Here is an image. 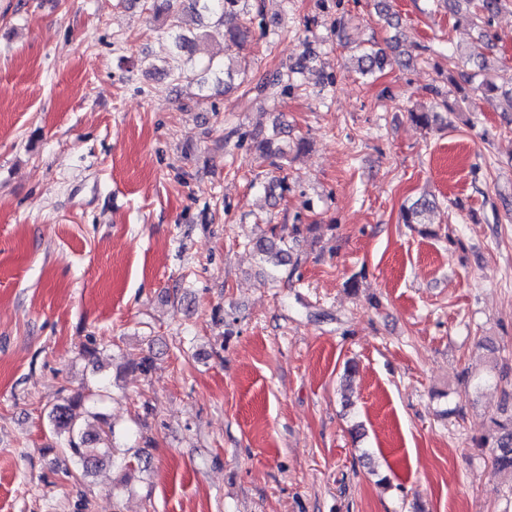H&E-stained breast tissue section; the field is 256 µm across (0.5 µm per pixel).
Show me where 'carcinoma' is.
Masks as SVG:
<instances>
[{
    "label": "carcinoma",
    "mask_w": 512,
    "mask_h": 512,
    "mask_svg": "<svg viewBox=\"0 0 512 512\" xmlns=\"http://www.w3.org/2000/svg\"><path fill=\"white\" fill-rule=\"evenodd\" d=\"M241 0H188L189 7L194 11H203L215 18V26L223 28L224 41L240 44L247 38L248 28L242 23L236 22L239 11L238 6ZM506 0H444L445 6L452 13L457 14L466 8L471 11L472 17L481 20L484 24L491 23V19L505 6ZM148 10L156 18L165 17L173 20L171 30L174 32L175 46L180 51L189 49L191 40L179 33L182 27V17L175 10L176 0H147ZM388 62V56L384 49L372 44L360 49L357 57V68L360 74L367 75L381 71ZM273 136L260 141L258 149L261 156L266 158H277L288 160V153L284 148L278 147L270 150ZM430 210V201L419 199L410 207L404 209L402 219L405 224H420L426 211ZM314 229L312 224H293L288 228V234L279 235L276 228H271V236L262 237L255 241L254 248L261 255L262 261L270 265L275 271L278 267L287 264L291 244L296 242L298 237L305 232ZM498 360L492 359L485 373L472 375L467 372L462 374L461 384L465 391L479 393L486 387L491 378L497 372ZM83 397L78 396L68 400L64 404L54 406L48 413V419L55 431L67 436L66 449L72 457L82 463V475L86 476L92 469L98 467L102 459L95 454L97 446H102L105 452L112 451L111 440L113 429L104 419L94 413L99 423V431L92 433L83 430V423L80 422V415L76 408L82 405ZM478 448H489L492 450V464L498 474H506L512 478V413L502 409V416H492L486 432L475 440Z\"/></svg>",
    "instance_id": "cac0c4a2"
}]
</instances>
